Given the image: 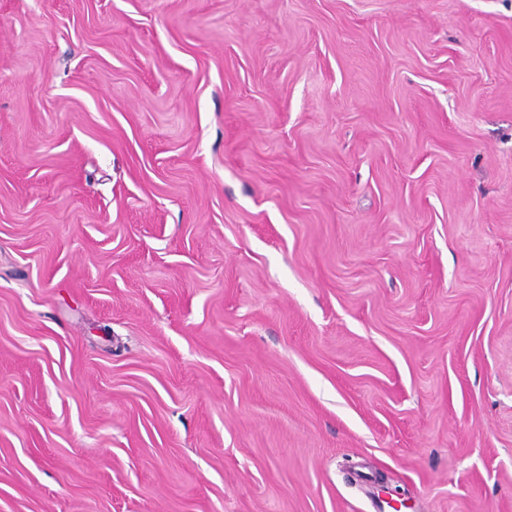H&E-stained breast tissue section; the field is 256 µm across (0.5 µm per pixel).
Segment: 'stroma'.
<instances>
[{
	"label": "stroma",
	"mask_w": 512,
	"mask_h": 512,
	"mask_svg": "<svg viewBox=\"0 0 512 512\" xmlns=\"http://www.w3.org/2000/svg\"><path fill=\"white\" fill-rule=\"evenodd\" d=\"M0 512H512V0H0Z\"/></svg>",
	"instance_id": "35a3bbf8"
}]
</instances>
